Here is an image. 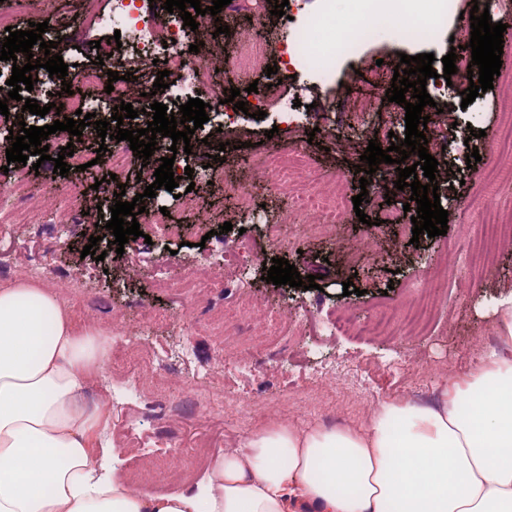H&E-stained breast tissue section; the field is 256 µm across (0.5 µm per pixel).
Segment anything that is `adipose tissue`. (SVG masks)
Returning <instances> with one entry per match:
<instances>
[{
    "label": "adipose tissue",
    "mask_w": 512,
    "mask_h": 512,
    "mask_svg": "<svg viewBox=\"0 0 512 512\" xmlns=\"http://www.w3.org/2000/svg\"><path fill=\"white\" fill-rule=\"evenodd\" d=\"M109 345L47 288L0 285V512H512L511 360L487 355L435 407L380 403L360 429L258 431L156 495L93 443L110 414L82 398Z\"/></svg>",
    "instance_id": "ef3b65f1"
}]
</instances>
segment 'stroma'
I'll use <instances>...</instances> for the list:
<instances>
[{"label":"stroma","mask_w":512,"mask_h":512,"mask_svg":"<svg viewBox=\"0 0 512 512\" xmlns=\"http://www.w3.org/2000/svg\"><path fill=\"white\" fill-rule=\"evenodd\" d=\"M84 0H62L59 13L51 18L37 13L16 16L18 29L29 23H47L48 34L65 35L76 27L73 40L63 43L65 64L87 65L97 55L95 41L108 40L111 30L124 27L114 17L111 29L83 27ZM468 0H453L448 14V33L442 37L408 41L402 38L399 14L384 18L352 10L349 0H333L331 11L340 30L369 25L372 37L360 45L353 57L340 61L330 78H322L301 61L288 55L295 29L322 8V0H289L285 16L254 14L250 0H241L229 12V33L188 31L184 44L202 45L212 69V85L239 89L241 82L228 57L237 49V36L250 30L269 45V62L278 68L279 85L269 86L266 73H257L259 84L268 85L264 119L242 116L238 125L220 128V120L210 117L200 136L225 142L221 153L222 182L208 187L200 175L182 179L176 192L158 189L145 199L146 208H166L169 223L183 227L180 239L159 235L155 224L140 219L141 237L130 238L123 253L107 250L104 260L82 256L90 236L110 237L100 223L92 201L97 193L95 180L115 175L117 183L144 191L150 184L151 169L160 165L158 156L149 160L129 152L126 168L113 172L109 155H98L101 139L95 126H87L77 144L90 165L59 175L53 160L61 153L60 143H52L50 158L40 169L8 162L0 151V199L16 203L17 213L36 211L45 233H30L18 227L0 232V265L25 266L45 255L57 270L77 281L73 294H60L71 311H81L89 325L108 326L115 311H123L131 321L157 318L148 335L136 337L135 347L125 355L127 362H139L150 353L153 363L145 381L154 396L167 408L165 417L144 409L135 381L105 372L102 382H91V389L106 385L120 392L123 403L113 409L111 427L104 440L117 448L124 472L148 468L164 450L202 448L204 459L215 452L239 447L252 432L277 425L299 430L319 426H365L376 403L398 399L406 385L418 388L417 403L434 406L445 399L452 385L468 375L482 356L496 350L494 340L483 337L486 329L497 326L496 310L512 300V246L497 252L484 271L459 275L449 272L448 295L422 333L406 336L395 332L385 336L325 335L318 320L330 309H349L359 318L369 317L374 307L404 304L410 298L411 283L432 278L438 260L454 261V249L464 246L479 225L507 223L512 218V154L499 152L494 144L502 113L512 110L505 77H495L493 87L479 94L472 104L462 102L461 93L470 82L452 76L446 98V112L425 106L426 134L432 142L431 154L438 160L436 183L440 203L448 212L446 235H420L411 244V225L381 223L382 202L402 208L408 198L394 188L395 167L380 164L362 203L368 221L360 223L355 212H348L337 224L333 237L325 238L309 227L298 234L283 230L285 245L273 244L268 224L286 207L293 184L269 186L260 180L262 164L278 154L286 144L311 141V164L322 176V189L356 196L349 177L360 163L377 129L405 134L403 106L388 101L372 79L376 61L395 68L400 54L431 53L434 68H442V58L451 45H468L469 19L462 13ZM297 102V120L276 127V114L288 102ZM363 112L359 129H350L346 109ZM273 138H266V130ZM484 137H476V130ZM469 139L481 159L471 168L456 169L454 156L444 146ZM243 185L254 202L251 223H242L237 199L230 189ZM193 192L198 201L195 212L184 211L180 197ZM84 219L73 222L72 214ZM232 223L225 232L221 223ZM285 258L301 275L319 279L315 289L276 286L264 281L263 265L271 258ZM205 264L207 274L228 282V289L215 288L193 301L190 325L173 321L183 303L175 290L161 287V278H177L181 269ZM352 281L356 292L344 295L343 284ZM308 321L295 335H281V321L293 315ZM189 347L192 356L182 364L180 387L170 390L171 377L164 365L174 345ZM233 360L222 376L202 378L216 352ZM409 359L414 376L405 378L388 368L400 357ZM338 362L350 369H363L364 377L377 390L375 402L360 399L357 383L348 389L329 390L318 384L319 366ZM136 422L142 440L130 447L125 439L129 422Z\"/></svg>","instance_id":"obj_1"}]
</instances>
